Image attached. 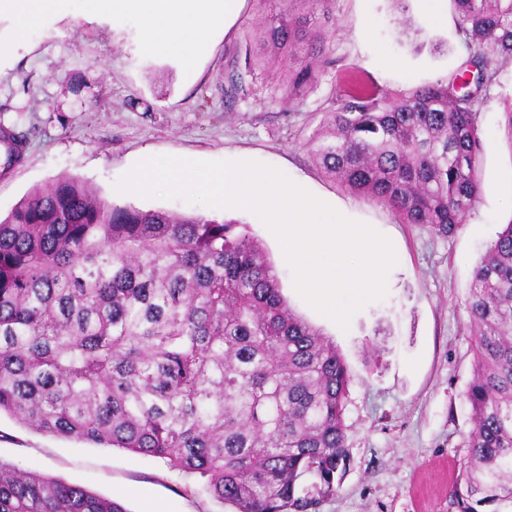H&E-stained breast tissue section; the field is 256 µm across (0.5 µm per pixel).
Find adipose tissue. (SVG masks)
<instances>
[{"label": "adipose tissue", "mask_w": 512, "mask_h": 512, "mask_svg": "<svg viewBox=\"0 0 512 512\" xmlns=\"http://www.w3.org/2000/svg\"><path fill=\"white\" fill-rule=\"evenodd\" d=\"M246 0H86L93 13L139 17L148 52L192 60L199 45L230 31Z\"/></svg>", "instance_id": "obj_1"}]
</instances>
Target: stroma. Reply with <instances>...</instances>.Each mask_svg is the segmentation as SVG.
<instances>
[{
  "label": "stroma",
  "instance_id": "obj_1",
  "mask_svg": "<svg viewBox=\"0 0 512 512\" xmlns=\"http://www.w3.org/2000/svg\"><path fill=\"white\" fill-rule=\"evenodd\" d=\"M411 25H404V17ZM329 53L334 61L297 111L272 103L281 82L269 69L251 95L228 104L224 60L256 19L248 0L230 35H216L184 66L144 51L143 23L88 15L82 0H61L36 17L25 39L0 11V126L21 136L24 155L0 177V215L59 176L102 197L142 209L223 218L217 208L122 194L115 182L139 160L171 155L201 161L248 155L307 176L395 237L399 270L385 298L369 303L344 336L324 334L351 375L346 402L348 467L320 512H456L450 493L471 428L465 391L474 373L466 299L473 269L512 221V147L502 114L512 104V60L502 63L480 112L482 196L455 234L403 223L312 163L303 140L326 111L332 86L353 71L370 85L405 93L447 79L467 56L456 13L434 20L420 0H335ZM401 61L388 70L376 50ZM239 222L265 246L282 292L303 318L277 243L248 214ZM0 460L120 501L127 512H231L158 458L32 431L0 415Z\"/></svg>",
  "mask_w": 512,
  "mask_h": 512
}]
</instances>
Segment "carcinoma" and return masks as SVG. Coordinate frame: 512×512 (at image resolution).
<instances>
[{"instance_id":"1","label":"carcinoma","mask_w":512,"mask_h":512,"mask_svg":"<svg viewBox=\"0 0 512 512\" xmlns=\"http://www.w3.org/2000/svg\"><path fill=\"white\" fill-rule=\"evenodd\" d=\"M253 2L224 95L276 62L286 111L332 65L335 0ZM453 2L461 73L399 96L357 81L333 90L304 143L328 177L441 236L479 202V114L512 59V0ZM466 307L472 427L451 505L512 512V223L475 266ZM349 385L244 224L119 205L68 176L0 218V413L35 432L164 459L234 512H319L346 469ZM0 512L127 510L0 461Z\"/></svg>"}]
</instances>
